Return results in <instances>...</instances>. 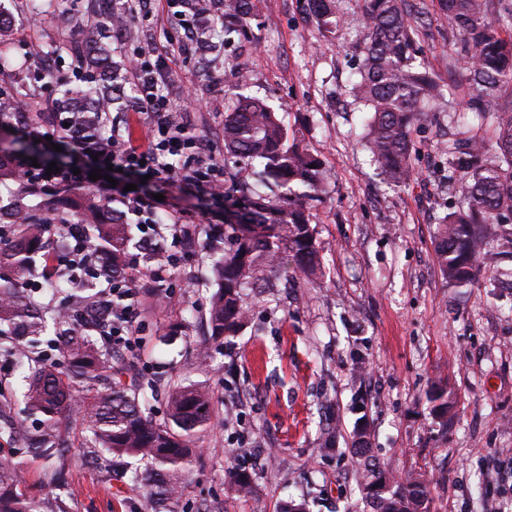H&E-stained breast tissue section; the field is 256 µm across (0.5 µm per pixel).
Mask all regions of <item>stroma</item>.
I'll return each instance as SVG.
<instances>
[{
  "label": "stroma",
  "mask_w": 512,
  "mask_h": 512,
  "mask_svg": "<svg viewBox=\"0 0 512 512\" xmlns=\"http://www.w3.org/2000/svg\"><path fill=\"white\" fill-rule=\"evenodd\" d=\"M0 19L13 30L12 66L0 89L18 95L24 126L37 132L58 120L62 85L84 87L86 66L63 52L66 44L97 39L107 48L115 77L113 106L103 128L142 137L144 125L127 118L139 95L127 71L133 56L163 53L164 91L174 108L193 100L191 119L216 158L224 156V105L233 91L257 97L280 113L288 135L322 160L328 194L309 202L323 275L249 288L248 317L236 335L209 340L207 308L213 290L211 258L224 242L210 225L224 221L223 200L178 186L141 183L160 195L153 214L127 216L135 241L130 264L149 261L142 224L179 211L196 216L191 244L170 234L154 245L172 255L170 278H141L132 326L134 347L115 351L112 365L154 386L156 416H163L173 378L207 381L219 415L196 438L178 512H281L287 502L306 512H372L359 485L371 467L427 481L429 512H512V283L489 271L512 269V258L490 252L487 274L472 284H450L434 248L439 219L455 193L446 180L438 145L444 121L426 119L412 132L419 177L389 185L360 145L368 112L351 93L357 79L366 20L349 0L332 31L318 28L304 0H259L247 39L209 33L219 51H202L203 17L182 11L179 0H152L134 9L127 25L109 27L99 0H42L37 12L0 0ZM426 23L419 33L423 60L447 90L435 110L465 112L456 79L459 46L434 0H421ZM81 14L58 28L55 15ZM247 73L236 87L233 70ZM447 384V418L427 394ZM62 450L45 461L18 443L0 444V461L22 463L37 496L50 494L49 476L64 467V512H141L143 491L133 480L136 459L94 454L79 419L63 426ZM248 472L249 494H239L228 473Z\"/></svg>",
  "instance_id": "stroma-1"
}]
</instances>
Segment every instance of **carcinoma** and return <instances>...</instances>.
Listing matches in <instances>:
<instances>
[{"label":"carcinoma","mask_w":512,"mask_h":512,"mask_svg":"<svg viewBox=\"0 0 512 512\" xmlns=\"http://www.w3.org/2000/svg\"><path fill=\"white\" fill-rule=\"evenodd\" d=\"M345 0H307L319 26L337 23ZM367 18L357 66L356 99L371 112L362 146L387 182L405 187L415 178L411 133L426 108L440 96L439 85L419 60L416 38L424 12L407 7L408 0H361ZM224 32L255 12L254 0H222ZM448 28L460 36L458 80L454 88L467 97L469 120L448 115V140L439 150L446 156L448 182H459L461 195L448 203L436 240V251L448 282L468 285L482 273L479 260L488 249L512 243V0H438ZM110 86L66 90L58 106L66 112H99L112 103ZM32 149L30 141H14L0 152V183L15 181L10 159ZM261 169L255 180L275 186L269 196L235 178L225 180L228 216L239 204L251 223L228 221L224 252L214 261L217 289L209 299L211 337L219 340L242 327L246 314L243 289L281 270V254L289 253L307 279L321 273L316 228L307 201L326 193L328 175L322 161L296 140L288 139L282 119L259 99L237 98L224 115V162ZM46 191L39 178L0 195V336L10 345L3 352L25 369L21 396L25 410L39 416L36 432L24 435L25 453L48 457L60 450L63 421L78 411L94 447L113 458L138 457L145 462L136 482L146 491L144 512H177L182 480L188 477L196 436L215 416L213 393L198 384L175 380L169 389L166 418L156 419L140 385L125 383L112 371L111 352L99 344L98 309L92 294L75 297L77 309L64 318L22 285L24 275L50 287L69 278L51 267L54 254L66 244L71 224L82 225L90 240L101 278L131 275L126 257L133 238L130 228L106 200L88 189H57L56 200L40 209L35 200ZM53 330L64 357L63 366L33 359L30 336ZM103 385L89 400H77L74 386ZM374 512H415L426 497V483L406 477L402 483L371 472L363 484ZM0 512L45 511L28 494L20 469L0 463Z\"/></svg>","instance_id":"carcinoma-1"}]
</instances>
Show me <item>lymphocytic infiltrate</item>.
Masks as SVG:
<instances>
[{
	"instance_id": "1",
	"label": "lymphocytic infiltrate",
	"mask_w": 512,
	"mask_h": 512,
	"mask_svg": "<svg viewBox=\"0 0 512 512\" xmlns=\"http://www.w3.org/2000/svg\"><path fill=\"white\" fill-rule=\"evenodd\" d=\"M134 74L140 97L135 108L143 115L147 135L142 142L121 136H102L98 125L57 126L52 142L70 141L99 168L123 167L160 182H178L189 191L216 192L223 186L224 168L213 155L204 154L201 140L189 117L174 111L167 95L161 94L163 76L158 65L137 60ZM138 281L131 278L112 283L108 293L119 302L110 306L101 324L116 347H132L135 342L132 314L138 298Z\"/></svg>"
}]
</instances>
